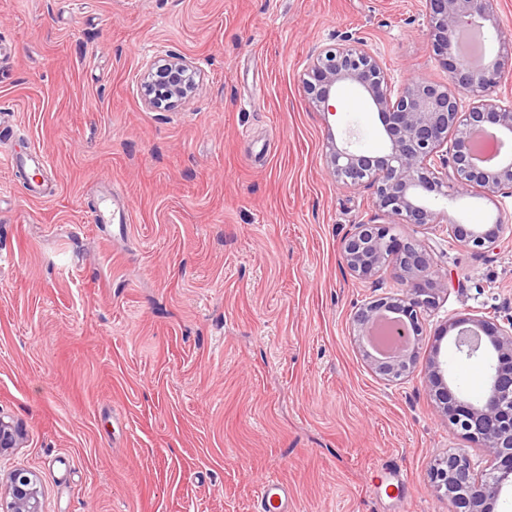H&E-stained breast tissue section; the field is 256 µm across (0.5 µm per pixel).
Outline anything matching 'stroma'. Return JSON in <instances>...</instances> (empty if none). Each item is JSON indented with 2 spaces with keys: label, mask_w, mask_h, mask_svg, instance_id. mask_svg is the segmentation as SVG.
Masks as SVG:
<instances>
[{
  "label": "stroma",
  "mask_w": 512,
  "mask_h": 512,
  "mask_svg": "<svg viewBox=\"0 0 512 512\" xmlns=\"http://www.w3.org/2000/svg\"><path fill=\"white\" fill-rule=\"evenodd\" d=\"M345 39L393 87L448 81L425 0H0V136L43 150L56 189L32 198L0 162V419L21 433L0 454V512L18 468L43 512H255L272 479L289 512H448L434 457L463 448L483 469L421 375L436 357L462 392L488 388L487 357L433 331L468 310L512 320V196L432 201L503 220V239L476 252L425 233L462 286L424 312L415 374L376 377L353 315L399 286L389 269L353 278L341 248L385 218L325 152L389 142L353 84L328 118L302 87L313 51ZM169 53L201 77L159 111L143 73ZM105 191L126 232L94 223Z\"/></svg>",
  "instance_id": "stroma-1"
}]
</instances>
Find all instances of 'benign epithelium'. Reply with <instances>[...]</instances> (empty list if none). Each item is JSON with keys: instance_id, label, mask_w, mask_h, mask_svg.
<instances>
[{"instance_id": "1", "label": "benign epithelium", "mask_w": 512, "mask_h": 512, "mask_svg": "<svg viewBox=\"0 0 512 512\" xmlns=\"http://www.w3.org/2000/svg\"><path fill=\"white\" fill-rule=\"evenodd\" d=\"M496 0H426V27L431 50L448 73L445 84L410 78L393 90L378 57L364 43L341 44L317 51L303 79V88L318 111L333 113L339 84L350 82L375 106L390 151L372 157L358 152L353 142L328 144L326 164L336 183L346 189H373L374 206L401 224L426 229L441 224L442 216L427 203L431 194L445 198L477 193L493 199L512 195V151L501 153L491 165L473 155V134L487 132L501 143H512V95L502 87L505 69L512 66V39L500 42L496 55L474 69L453 53L454 39L463 28L494 22ZM197 68L186 58L169 54L144 74L146 104L171 110L196 89ZM470 98L462 110L461 95ZM504 224L468 225L448 222L446 230L478 250H494ZM348 271L370 280L393 267L400 281L397 293L383 292L360 306L353 316L359 336L372 333L378 320L393 313L404 338L399 351L384 360L368 357L380 379L395 382L409 377L418 363L412 337L423 335L422 312L436 305L453 278L441 272L425 240L393 233L387 224H358L342 243ZM470 326L484 336L496 353L489 401L474 404L447 381L437 360L424 373L425 386L448 425L484 449L487 466L477 474L467 450L455 448L433 460L430 479L434 489L448 498V512H490L504 486L512 485V323L505 327L495 318L467 313L454 319L436 336ZM19 431L0 419V452L15 447ZM8 512H41V489L28 470L12 472Z\"/></svg>"}]
</instances>
